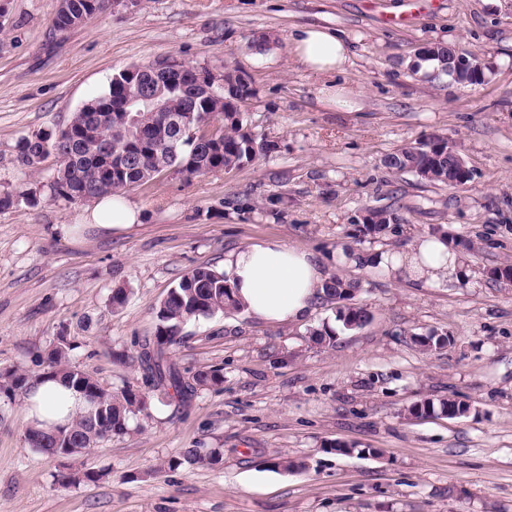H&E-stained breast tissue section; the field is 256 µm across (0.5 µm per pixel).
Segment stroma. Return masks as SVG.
<instances>
[{
    "instance_id": "35a3bbf8",
    "label": "stroma",
    "mask_w": 512,
    "mask_h": 512,
    "mask_svg": "<svg viewBox=\"0 0 512 512\" xmlns=\"http://www.w3.org/2000/svg\"><path fill=\"white\" fill-rule=\"evenodd\" d=\"M56 9L0 0V194L37 199L0 210V372H47L64 337L73 367L147 392L150 406L87 454L52 457L26 438L24 398H0V512H512V284L493 274L512 265V0H142L63 33ZM309 24L348 40L344 72L296 63L288 37ZM433 44L476 58L482 84L424 68ZM162 60L248 74L244 123L274 149L227 173H162L125 193L142 224L101 233L86 204L51 198L54 159L30 173L16 142L64 128L129 65ZM332 90L356 108L335 106ZM436 135L465 161L466 183L385 166ZM376 209L400 218L399 234L355 238ZM60 224L76 230L60 236ZM437 225L473 244L444 287L340 259L407 249ZM271 239L359 280L369 322L344 329L327 302L301 323L196 318L173 359L188 377L220 370L223 384L186 405L147 391L136 343L155 335L160 300L190 270L223 269L231 252ZM119 285L130 293L116 309ZM325 324L329 348L309 336ZM432 333L448 346L415 343ZM448 397L470 415L409 414ZM186 448L222 457L168 468ZM86 470L96 479L57 482Z\"/></svg>"
}]
</instances>
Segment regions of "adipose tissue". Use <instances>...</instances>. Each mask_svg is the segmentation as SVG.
<instances>
[{"label": "adipose tissue", "instance_id": "obj_1", "mask_svg": "<svg viewBox=\"0 0 512 512\" xmlns=\"http://www.w3.org/2000/svg\"><path fill=\"white\" fill-rule=\"evenodd\" d=\"M289 41L295 59L316 74L343 71L350 57L348 43L328 28L299 27ZM88 219L97 229L121 233L140 222L141 212L117 195L95 201ZM373 262L397 278L430 287L441 286L462 266L459 253L446 239L427 234L409 250L387 252ZM224 272L243 311L268 324L296 322L309 314L323 299L329 278L313 254L280 240L232 253L224 262ZM26 403L31 427L49 431L67 424L82 400L60 382L40 380L32 385Z\"/></svg>", "mask_w": 512, "mask_h": 512}]
</instances>
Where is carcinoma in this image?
Masks as SVG:
<instances>
[{
    "mask_svg": "<svg viewBox=\"0 0 512 512\" xmlns=\"http://www.w3.org/2000/svg\"><path fill=\"white\" fill-rule=\"evenodd\" d=\"M67 8L56 11L54 27L60 32L74 28L73 19L81 23L98 15L96 0H65ZM194 66L178 64L157 76L166 103L164 112L124 113L112 110L116 101L134 92L124 74L113 77L105 92L94 96L75 112L58 151L63 156L49 183L54 199L89 202L104 196L121 194L151 179V174L172 170L190 179L206 173L230 171L248 165L271 151V144L244 129L240 109L230 108L232 100L251 96L250 86L235 70L224 72L226 89L214 83H196ZM55 138L53 132L23 136L16 143V160L28 170H35L52 152L43 142ZM426 145L406 146L385 159L386 166L399 172H412L424 180L444 185L464 183L448 157V140L435 136ZM397 218L381 210H370L356 225L362 239L375 240L396 232ZM359 283L332 276L326 284V299L339 303L351 299ZM241 310L234 289L224 273L209 266H199L183 275L160 302L155 336L137 341V359L146 385L154 391L173 392L181 401L191 398L198 388L219 386L223 375L218 369L199 371L188 378L172 360L173 349L182 340L184 324L197 317ZM344 328L364 325L368 311L354 304L337 310ZM67 345H57L47 353L51 370L44 373L78 393L84 406L65 426V437L58 442L55 432H31L27 440L41 452L53 456L57 448L69 445L72 455H80L106 435L127 431L129 415L148 410L145 394L131 388L119 392L102 386L85 373L71 368ZM36 377L18 370L0 374V396L13 400L28 394ZM421 406L439 409L440 413L458 418L467 415L469 405L455 399L439 404L427 399ZM220 453L201 454L187 448L170 458L167 465L178 468L187 463L218 461Z\"/></svg>",
    "mask_w": 512,
    "mask_h": 512,
    "instance_id": "obj_1",
    "label": "carcinoma"
}]
</instances>
